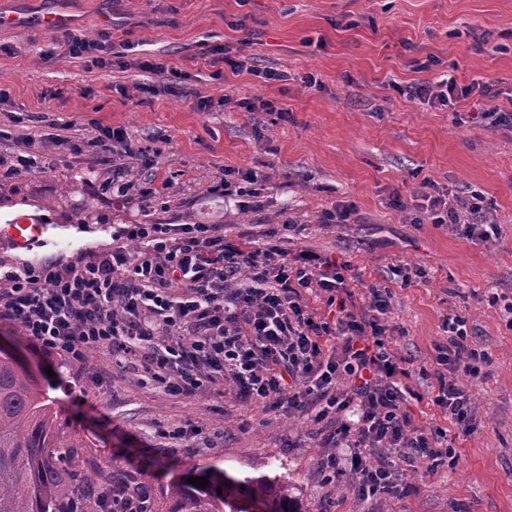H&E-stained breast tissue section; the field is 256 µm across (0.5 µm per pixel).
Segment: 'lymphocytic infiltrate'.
Listing matches in <instances>:
<instances>
[{
	"instance_id": "obj_1",
	"label": "lymphocytic infiltrate",
	"mask_w": 512,
	"mask_h": 512,
	"mask_svg": "<svg viewBox=\"0 0 512 512\" xmlns=\"http://www.w3.org/2000/svg\"><path fill=\"white\" fill-rule=\"evenodd\" d=\"M63 38L71 59L110 66L111 39ZM50 145L76 156L86 142L58 133L22 139L8 173L39 167ZM423 220L486 244L500 237L479 206L464 219L439 196ZM315 289L332 317L309 307L305 294ZM352 294L341 264L313 251L292 257L268 241H236L220 224H127L108 249L1 274L0 320L18 324L37 352L72 362L87 363L104 347L143 357L175 397L197 396L221 378L249 405L335 415L330 439L346 455L324 460L323 478L351 475L357 494L371 496L388 491L399 464L430 470L456 452L446 431L415 424L404 408L409 372L381 322L387 289L367 287L365 316L348 308ZM445 328L432 402L467 433L475 411L459 377L480 379L484 355L466 346L464 320ZM375 452L380 461L368 464Z\"/></svg>"
}]
</instances>
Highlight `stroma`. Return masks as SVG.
<instances>
[{
  "mask_svg": "<svg viewBox=\"0 0 512 512\" xmlns=\"http://www.w3.org/2000/svg\"><path fill=\"white\" fill-rule=\"evenodd\" d=\"M0 12L30 21L62 14L67 31L131 43L121 61L89 71L32 24L0 27V122L28 116L16 139L0 141V163L18 136L56 124L75 122L89 141L79 157L51 148L40 168L0 175V225L26 214L45 226L29 250L0 241V265L80 259L110 247L122 224H221L256 238L291 220L282 248L346 262L389 290L390 347L414 393L407 409L416 424L447 429L459 456L431 471L401 466L393 489L361 497L349 477L323 481L321 464L335 450L313 414L242 404L228 383L175 398L143 383L141 362L114 363L106 348L83 366L40 357L16 324L0 321V345L41 382L71 436L68 468L101 486L147 488L151 512H166V487L188 478L189 459L210 479L264 475L273 493L289 485L301 512H512V329L502 304L488 302H512V119L491 114L481 94L486 87L512 102V0H0ZM233 59L243 70H231ZM146 61L182 77H152L153 92L141 91ZM271 68L287 81L265 80ZM308 73L319 87L304 83ZM443 74L472 89L454 108L406 95ZM203 96L215 106L200 110ZM246 99H274L282 110L250 111ZM101 126L146 152L127 193L111 191L112 169L91 143ZM252 171L266 175L257 196L236 203L211 193ZM143 187L156 190L152 209ZM439 193L456 208L481 198L501 226L498 242L419 223ZM339 205L352 206L350 222L326 223ZM86 206L97 223L79 222ZM451 316L486 355L469 434L432 403L425 374ZM184 423L206 431L195 447L156 434Z\"/></svg>",
  "mask_w": 512,
  "mask_h": 512,
  "instance_id": "1",
  "label": "stroma"
}]
</instances>
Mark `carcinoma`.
Masks as SVG:
<instances>
[{
	"label": "carcinoma",
	"mask_w": 512,
	"mask_h": 512,
	"mask_svg": "<svg viewBox=\"0 0 512 512\" xmlns=\"http://www.w3.org/2000/svg\"><path fill=\"white\" fill-rule=\"evenodd\" d=\"M71 439L48 409L42 386L13 354L0 350V512H70L78 499L96 496V484L65 465ZM245 495L266 497L269 484L249 478ZM168 512H224V496L184 482L169 484Z\"/></svg>",
	"instance_id": "carcinoma-1"
}]
</instances>
